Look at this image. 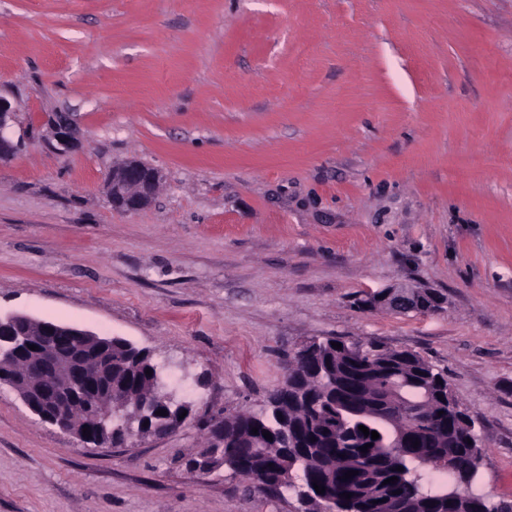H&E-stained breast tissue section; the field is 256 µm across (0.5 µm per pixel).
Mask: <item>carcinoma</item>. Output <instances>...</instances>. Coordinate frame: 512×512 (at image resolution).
Segmentation results:
<instances>
[{
  "label": "carcinoma",
  "instance_id": "carcinoma-1",
  "mask_svg": "<svg viewBox=\"0 0 512 512\" xmlns=\"http://www.w3.org/2000/svg\"><path fill=\"white\" fill-rule=\"evenodd\" d=\"M337 341L339 349L332 347ZM108 352L112 391L98 401L112 406V445L126 443L129 422L149 421L144 438L191 411L160 395L161 366L151 351L114 336ZM285 366L287 386L269 394L266 408L224 417V447L211 469H228L273 498L296 489L298 472L302 512H500L472 491L484 453L473 419L452 397L444 372L419 354L326 336L302 344ZM360 425L379 438L364 435ZM434 456L445 459L437 472L452 484L424 483L422 471ZM350 470L357 474L336 485ZM390 477L395 482L384 483Z\"/></svg>",
  "mask_w": 512,
  "mask_h": 512
}]
</instances>
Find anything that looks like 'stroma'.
<instances>
[{"label":"stroma","instance_id":"stroma-1","mask_svg":"<svg viewBox=\"0 0 512 512\" xmlns=\"http://www.w3.org/2000/svg\"><path fill=\"white\" fill-rule=\"evenodd\" d=\"M0 95L23 141L0 315L149 349L195 412L95 448L0 384V512H300L179 459L324 336L443 370L485 446L474 491L512 502V0H0ZM128 159L165 179L125 215L105 192ZM397 283L447 302L357 307Z\"/></svg>","mask_w":512,"mask_h":512}]
</instances>
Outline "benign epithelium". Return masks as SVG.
Wrapping results in <instances>:
<instances>
[{
  "label": "benign epithelium",
  "mask_w": 512,
  "mask_h": 512,
  "mask_svg": "<svg viewBox=\"0 0 512 512\" xmlns=\"http://www.w3.org/2000/svg\"><path fill=\"white\" fill-rule=\"evenodd\" d=\"M15 120L14 106L0 96V161L16 153L17 145L10 135ZM163 179L164 174L160 169L140 160H126L112 166L106 184L107 201L118 213L139 212L151 205ZM444 303V297L433 290L405 284L392 285L360 299V306L366 310H396L401 306L430 310ZM18 318V314L0 317V346L9 347L14 355L27 360L30 369L21 379L8 373L0 375V378L42 422L71 433L81 441H101L109 417L101 415L90 397L112 386V364H106V370L94 377L85 372V367L88 362L101 357L105 340L90 330L46 319L38 321L40 336L29 340L25 336L12 335L11 326ZM61 335L80 342L78 349L65 359L56 357L52 351L53 343ZM31 345L37 346V349H29ZM61 372L65 373L66 378L60 387L51 390L43 385L41 377L44 374L57 375ZM75 400L85 402L88 408V421L81 425H74L60 416L64 407ZM85 428L88 429L86 435L83 434Z\"/></svg>",
  "instance_id": "benign-epithelium-1"
}]
</instances>
